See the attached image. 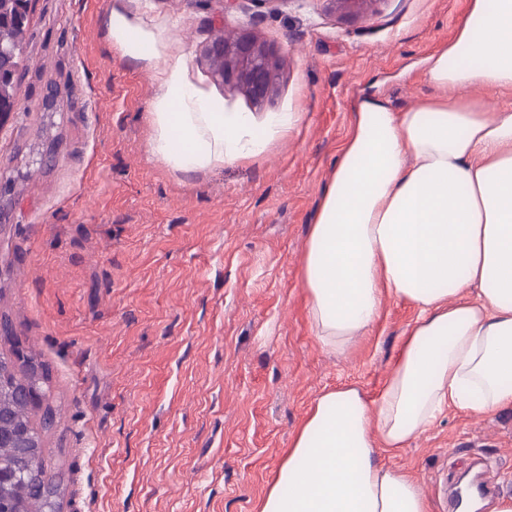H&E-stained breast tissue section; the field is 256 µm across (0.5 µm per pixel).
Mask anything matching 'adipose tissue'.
<instances>
[{
    "label": "adipose tissue",
    "mask_w": 512,
    "mask_h": 512,
    "mask_svg": "<svg viewBox=\"0 0 512 512\" xmlns=\"http://www.w3.org/2000/svg\"><path fill=\"white\" fill-rule=\"evenodd\" d=\"M109 37L153 63L152 30L110 14ZM429 95L395 109L364 95L338 149L300 267L314 336L352 351L387 300L417 312L379 394L321 392L293 434L256 512H429L398 454L446 411L512 408V0H468L448 43L426 58ZM151 153L183 172L261 154L291 134L294 112L255 126L192 85L159 72ZM506 93L495 108L473 88Z\"/></svg>",
    "instance_id": "1"
}]
</instances>
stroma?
I'll list each match as a JSON object with an SVG mask.
<instances>
[{
    "mask_svg": "<svg viewBox=\"0 0 512 512\" xmlns=\"http://www.w3.org/2000/svg\"><path fill=\"white\" fill-rule=\"evenodd\" d=\"M468 0H33L20 112L0 118V317L44 364L60 422L48 467L62 512H255L320 392L377 396L416 317L388 302L352 352L317 342L299 278L353 101L427 95L425 60ZM118 13L168 50L148 64L108 34ZM277 53L254 103L212 74L214 30ZM179 62L228 112H296L288 138L209 172L149 149L158 72ZM430 512L481 474L512 492V410L447 411L398 456Z\"/></svg>",
    "mask_w": 512,
    "mask_h": 512,
    "instance_id": "35a3bbf8",
    "label": "stroma"
}]
</instances>
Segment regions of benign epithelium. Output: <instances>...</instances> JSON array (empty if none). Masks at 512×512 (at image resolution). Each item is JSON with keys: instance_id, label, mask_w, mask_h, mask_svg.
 Returning a JSON list of instances; mask_svg holds the SVG:
<instances>
[{"instance_id": "7a95c632", "label": "benign epithelium", "mask_w": 512, "mask_h": 512, "mask_svg": "<svg viewBox=\"0 0 512 512\" xmlns=\"http://www.w3.org/2000/svg\"><path fill=\"white\" fill-rule=\"evenodd\" d=\"M344 13H359L373 0H330ZM31 0H0V29L27 33ZM206 54L216 78L243 89L262 104L270 97L274 80V51L242 31L224 40H212ZM23 52L0 44V118L21 109Z\"/></svg>"}]
</instances>
